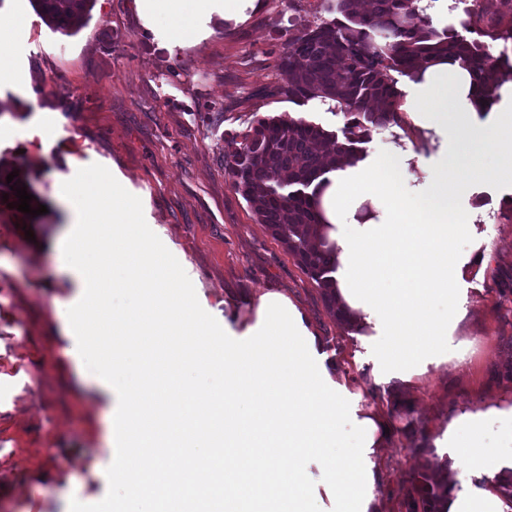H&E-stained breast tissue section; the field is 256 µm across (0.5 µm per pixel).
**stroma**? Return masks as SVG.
Masks as SVG:
<instances>
[{"label": "stroma", "mask_w": 512, "mask_h": 512, "mask_svg": "<svg viewBox=\"0 0 512 512\" xmlns=\"http://www.w3.org/2000/svg\"><path fill=\"white\" fill-rule=\"evenodd\" d=\"M262 2L244 24H213L185 45L146 29L133 0H95L71 35L50 29L30 0H0V26L21 17L28 28L23 43L0 44V57L13 63L0 80V159L28 170L47 207L32 217L0 205V512H102L112 501L117 396L81 365L80 333L65 334L54 315L59 301L94 296L120 308L126 300L124 271L111 286L83 285L53 251L69 231L64 190L86 172L99 173L88 191L105 205L120 172L137 206L120 232L96 224L91 239L110 236L116 254L146 244L171 273L165 288L188 295L227 344H250L245 327L259 295L282 292L298 307L336 365L349 413L371 412L389 425L377 460L381 512H401L407 474L447 464L455 418L512 406V381L503 377L512 366V210L503 206L512 179L458 190L454 208L466 224L459 250L489 260L481 270L462 263L455 285L467 314L408 383L382 365L384 336L343 324L225 179V140L255 117L301 114L340 127L326 106L265 93L279 80L274 57L291 25L318 22L320 0ZM209 109L220 117L207 125ZM367 150L391 160L402 199L419 201L453 145L406 117ZM405 394L424 431L419 450L388 411Z\"/></svg>", "instance_id": "35a3bbf8"}]
</instances>
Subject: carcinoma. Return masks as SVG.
<instances>
[{
    "mask_svg": "<svg viewBox=\"0 0 512 512\" xmlns=\"http://www.w3.org/2000/svg\"><path fill=\"white\" fill-rule=\"evenodd\" d=\"M94 0H35L39 16L65 35L89 18ZM412 0H373L368 12L357 0H322L333 15L314 26L297 27L274 58L280 81L267 95L297 106L318 101L332 104L342 117L333 132L304 117L267 115L258 118L232 141L224 153V175L249 204L258 223L295 258L322 290L326 304L336 306V255L311 249L318 219L311 197L325 175L364 152L373 135L401 125L399 78L440 55L458 56L487 99L500 83L512 79V0H501L504 11L485 16L480 0L466 4V34L433 26ZM12 169L0 162V202L18 201L7 182ZM9 198H3V194ZM401 507L405 512H440L447 484L427 473H411Z\"/></svg>",
    "mask_w": 512,
    "mask_h": 512,
    "instance_id": "obj_1",
    "label": "carcinoma"
}]
</instances>
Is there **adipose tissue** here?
I'll use <instances>...</instances> for the list:
<instances>
[{"label":"adipose tissue","instance_id":"obj_1","mask_svg":"<svg viewBox=\"0 0 512 512\" xmlns=\"http://www.w3.org/2000/svg\"><path fill=\"white\" fill-rule=\"evenodd\" d=\"M145 26L162 28L186 43L212 18L225 24L245 22L261 0H134ZM401 111L418 126L434 125L454 143L432 196L423 202H400L387 164L365 154L332 171L318 189L319 239L335 244L336 302L355 325L385 326L391 341L382 361L398 366L407 349L433 353L429 339L443 336L464 317L459 289L452 282L459 271L458 244L464 234L462 215L452 200L468 180L512 175V81L500 90L493 109L500 118L479 130L483 110L460 60L444 59L418 70L402 91ZM121 176L112 178V202L96 207L83 183L64 194L74 226L55 245L65 272L78 281L111 279L114 262H89L78 234L88 224L129 223L135 205L121 191ZM125 310L108 302L67 306L57 316L67 330L103 343L92 319L112 323L111 334L125 335L140 326L160 327L164 350L175 359V374L186 385V401L174 412L149 413L163 432L169 452L144 460L138 448L153 447L145 429L112 437V478L122 490V512H173L176 499L193 502L194 512H318L321 495L335 496L341 512H380L376 494L377 453L385 433L374 414L347 419L343 388L321 362L319 340L302 312L286 294L268 292L257 302L250 348L224 349L212 336L191 299L174 296L159 280L138 276ZM223 351L218 384L199 389V350ZM277 376L268 389L256 383L268 360ZM295 400L285 403L282 393ZM495 427L482 416L458 418L448 430V445L463 453L447 469L448 494L441 512H512V497L497 486L475 489L464 483L463 467L496 474L512 468V408L499 411ZM245 450V459L227 465L225 450ZM299 459L283 471V455ZM319 461L326 471L324 489L313 486L306 463Z\"/></svg>","mask_w":512,"mask_h":512}]
</instances>
